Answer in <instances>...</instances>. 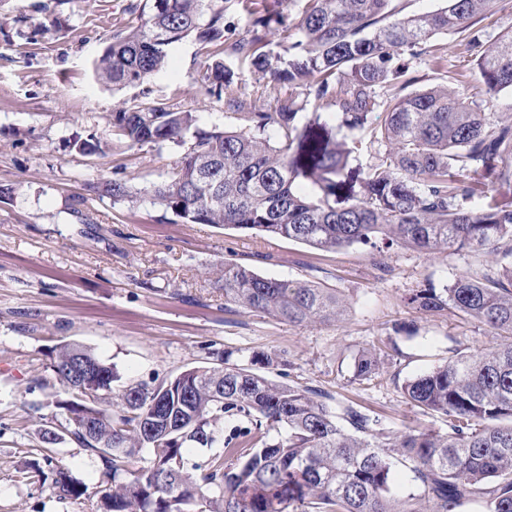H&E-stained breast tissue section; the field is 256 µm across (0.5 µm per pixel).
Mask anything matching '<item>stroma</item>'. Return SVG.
Wrapping results in <instances>:
<instances>
[{
	"mask_svg": "<svg viewBox=\"0 0 512 512\" xmlns=\"http://www.w3.org/2000/svg\"><path fill=\"white\" fill-rule=\"evenodd\" d=\"M136 0H0L15 22L0 32V512H95L93 499L49 497L24 473L41 430H55L73 474L94 484L102 465L75 444L55 408L64 397L52 365L57 348L92 349L117 371L120 385L166 378L206 365L211 353L286 352L274 380L329 394L340 411L354 406L375 432L447 431L444 416L411 405L401 387L443 364L449 349L473 354L498 335L448 311H416L404 302L417 288H440L461 274L496 265L500 253L461 250L434 257L414 249L380 252L363 245L319 251L286 238L186 224L164 207L137 205L90 192L115 178L144 188L159 182L181 147L112 152V113L145 100L196 112L198 125L237 126L200 78L206 53L193 39L171 46L167 66L147 87L114 91L91 76V63L118 26L133 21ZM447 63L410 64V91L448 86L472 97L481 89L475 54L459 35L437 38ZM239 93L257 109L294 99L301 116L333 120L332 109L305 91L259 79L249 63L225 57ZM262 276L311 280L347 302L336 324L294 326L242 308L224 309L215 273L224 262ZM417 328L398 337L395 324ZM381 356L376 378L354 375L357 355ZM45 390L31 391L34 380Z\"/></svg>",
	"mask_w": 512,
	"mask_h": 512,
	"instance_id": "1",
	"label": "stroma"
}]
</instances>
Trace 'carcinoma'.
I'll use <instances>...</instances> for the list:
<instances>
[{"mask_svg": "<svg viewBox=\"0 0 512 512\" xmlns=\"http://www.w3.org/2000/svg\"><path fill=\"white\" fill-rule=\"evenodd\" d=\"M220 0H139L137 23L116 29L94 61L95 79L114 89L142 85L166 63L168 48L194 37L215 57L202 75L206 92L224 93L238 115L235 128H200L197 116L161 102L112 112V135L126 146L185 148L152 186L103 183L117 201L147 197L185 224L256 231L329 251L381 243L445 255L468 248L512 257V208L491 195L488 178L512 177V125L492 109L512 92V26L480 44L473 25L492 0H446L439 9L403 13L397 0H306L294 24L278 12L249 8L244 32L224 39ZM482 45L479 101L468 103L438 85L407 93L409 62L428 55L437 65L440 34ZM278 38L279 52L267 50ZM247 61L259 78L305 86L335 108L336 124L315 117L300 125L294 101L257 112L234 88L222 55ZM393 91L382 100L379 90ZM358 131L390 150L366 172L351 166ZM277 135L279 142L271 141ZM224 309L243 308L290 324L336 323L345 312L336 290L312 281L267 278L226 262ZM419 311H457L507 336L475 355L448 350V359L401 387L414 406L448 421V432L409 429L377 437L353 406L339 415L306 386L276 382L218 356L159 382L112 391V365L78 344L62 345L53 370L66 398L70 438L96 457V512H455L478 499L484 512H512V262L454 278L437 290L410 294ZM252 360L267 370L287 365L281 354ZM93 373L71 381L74 364ZM380 360L363 350L355 376L378 374ZM343 419L353 432L337 422ZM90 421L94 432L84 423ZM281 434L270 440L269 433ZM26 479L60 500L80 501L89 486L57 458V434L46 429ZM192 447L221 448L189 463ZM148 449L149 458L136 454ZM409 468L418 492L400 496L393 468Z\"/></svg>", "mask_w": 512, "mask_h": 512, "instance_id": "obj_1", "label": "carcinoma"}]
</instances>
